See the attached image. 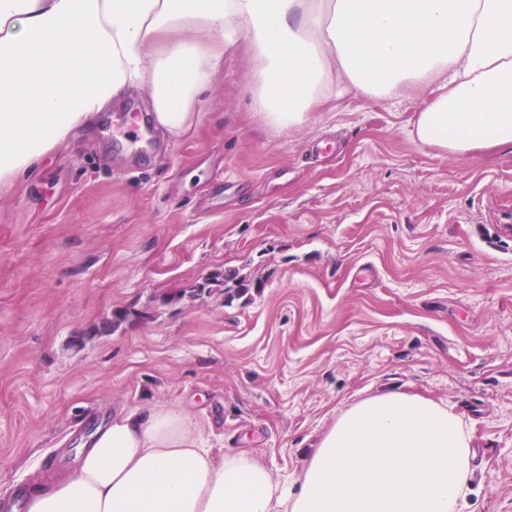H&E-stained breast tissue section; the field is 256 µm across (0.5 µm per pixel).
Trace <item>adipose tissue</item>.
I'll return each mask as SVG.
<instances>
[{
  "label": "adipose tissue",
  "instance_id": "ef3b65f1",
  "mask_svg": "<svg viewBox=\"0 0 512 512\" xmlns=\"http://www.w3.org/2000/svg\"><path fill=\"white\" fill-rule=\"evenodd\" d=\"M237 45L269 127L350 92L426 90L416 141L512 149V0H0V189L133 92L157 129L189 134ZM472 454L448 406L390 391L342 410L294 487L212 447L182 406L122 408L0 512H462Z\"/></svg>",
  "mask_w": 512,
  "mask_h": 512
}]
</instances>
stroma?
Masks as SVG:
<instances>
[{"label": "stroma", "instance_id": "stroma-1", "mask_svg": "<svg viewBox=\"0 0 512 512\" xmlns=\"http://www.w3.org/2000/svg\"><path fill=\"white\" fill-rule=\"evenodd\" d=\"M251 67L225 54L190 136L137 151L135 94L0 193V493L159 403L294 483L338 412L397 388L466 424L463 512H512V150L438 157L423 93L277 132Z\"/></svg>", "mask_w": 512, "mask_h": 512}]
</instances>
